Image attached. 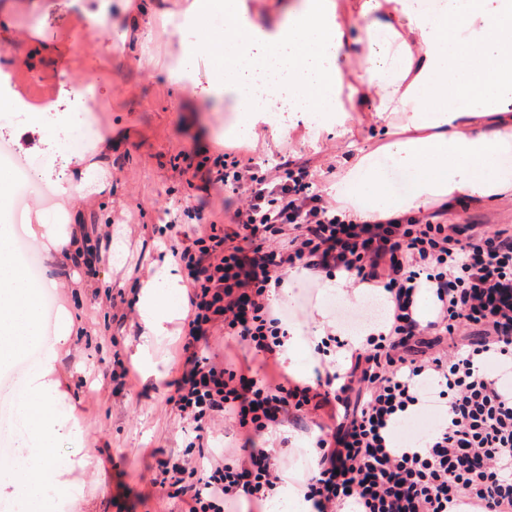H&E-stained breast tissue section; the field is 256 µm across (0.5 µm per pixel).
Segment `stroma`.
I'll use <instances>...</instances> for the list:
<instances>
[{
    "instance_id": "1",
    "label": "stroma",
    "mask_w": 512,
    "mask_h": 512,
    "mask_svg": "<svg viewBox=\"0 0 512 512\" xmlns=\"http://www.w3.org/2000/svg\"><path fill=\"white\" fill-rule=\"evenodd\" d=\"M195 0H0V53L17 64L20 80L14 94L39 109L43 93H55V79L68 77L75 85L97 83L100 105L92 119L98 138L72 147L62 167L48 166L40 178L66 181L60 214L66 223L85 227L111 226L102 244V259L94 271L72 259V245H43L42 225L48 217L41 197L27 205L23 229L28 242L43 257L42 274L56 281L52 293L56 315H70L73 326L50 381L58 385L61 407L71 412L78 433L63 438L60 459L74 449H88L84 465L63 475L71 495L64 512H178L179 507L152 485L151 464L186 454L192 436L166 397L178 375L181 319L169 323L170 336L157 348L163 376L144 379L132 368V389L84 383L92 369L112 366L113 352L130 360L140 334L138 308L123 303L120 289L144 283L169 260L154 227L170 220L184 205L201 207L206 219L224 220V192L196 172L205 159L233 150L268 167L291 155L313 166L334 165L345 151L344 141L322 134L317 145L305 142L297 128L272 139L265 127L254 136L236 140L228 131L237 115L229 105L211 99L209 87L219 64L200 53L188 83L174 82L181 59V24ZM98 23L95 42L79 41L87 24ZM145 27L143 47L113 45L114 33ZM378 98L361 106L347 105L346 126L359 149L370 150L382 135L373 114ZM101 154L103 188L92 192L81 185L79 157ZM340 295H326L322 286L291 284L288 318L311 329L319 315L335 318L347 305ZM327 411L315 414L306 427L285 425L288 477L301 478L310 456L308 446L328 424Z\"/></svg>"
}]
</instances>
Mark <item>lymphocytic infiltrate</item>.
<instances>
[{
    "label": "lymphocytic infiltrate",
    "instance_id": "lymphocytic-infiltrate-1",
    "mask_svg": "<svg viewBox=\"0 0 512 512\" xmlns=\"http://www.w3.org/2000/svg\"><path fill=\"white\" fill-rule=\"evenodd\" d=\"M320 177L292 159L264 170L225 152L205 178L223 186L232 230L205 224L184 244L180 225H166L163 242L187 271L182 367L167 403L194 438L191 456L159 462L160 486L187 512L264 501L288 468L267 435L326 408L333 424L303 486L313 512H512V385L502 381L512 374V231L451 223L443 205L360 223L317 191ZM339 273L349 287L388 293L390 328L359 347L326 328L315 381L291 379L280 363L288 316L273 299L292 277ZM423 290L435 307L425 322L416 313ZM218 328L261 371L204 355ZM340 351L350 356L343 372ZM431 400L444 411L439 425L398 445L395 430ZM220 417L243 443L218 458L206 444Z\"/></svg>",
    "mask_w": 512,
    "mask_h": 512
}]
</instances>
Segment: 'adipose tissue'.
Masks as SVG:
<instances>
[{
	"instance_id": "obj_1",
	"label": "adipose tissue",
	"mask_w": 512,
	"mask_h": 512,
	"mask_svg": "<svg viewBox=\"0 0 512 512\" xmlns=\"http://www.w3.org/2000/svg\"><path fill=\"white\" fill-rule=\"evenodd\" d=\"M201 10L225 19L211 40L224 61L211 90L232 104L238 132L263 124L279 138L283 128L273 121V107L284 99L310 128L341 138L347 134L342 93L381 88L377 113L398 126L386 132L380 151L403 174L406 190L396 195L371 155L341 157L346 174L334 194L357 220L421 215L461 199L491 202L512 191V0H446L435 12L422 10L418 0H357L363 24L351 37L336 0H281L264 24L244 0H205ZM381 32L397 40L399 55L378 40ZM351 42L362 69L347 84L340 55ZM180 281L166 263L137 295L142 331L132 358L144 378L160 375L153 347L169 335ZM43 288L15 251L11 224L0 220V368L41 345ZM57 359V348H49L26 377L16 413L30 438L0 466V481L19 490L22 512H44L50 495L65 490L53 446L69 414L46 381Z\"/></svg>"
}]
</instances>
